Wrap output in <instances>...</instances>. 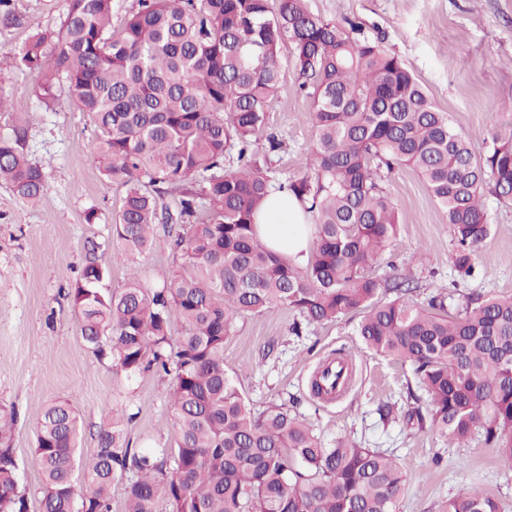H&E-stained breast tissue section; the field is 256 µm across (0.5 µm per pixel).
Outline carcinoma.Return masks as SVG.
I'll return each instance as SVG.
<instances>
[{
	"label": "carcinoma",
	"mask_w": 512,
	"mask_h": 512,
	"mask_svg": "<svg viewBox=\"0 0 512 512\" xmlns=\"http://www.w3.org/2000/svg\"><path fill=\"white\" fill-rule=\"evenodd\" d=\"M121 32L110 31L112 0H69L59 32L34 34L17 52L37 71V95L72 102L104 136L95 150L105 175L123 180L113 259L150 249L155 226L171 236L176 267L159 288L134 275L119 292L102 288L105 266L85 265L72 290L84 339L129 376L171 377L177 447L133 450L123 419L99 433L86 461L79 418L65 402L46 408L34 453L42 512H111L112 483H125V512H398L407 478L386 453L355 442L323 446L284 403L255 410L224 368L237 323L283 307L299 336L316 324L361 314L365 349L409 366L426 408L406 425L458 446L473 435L512 461V296L438 292L420 303L397 276L372 268L398 242V211L383 173L406 166L444 210L456 272L474 273L473 254L491 230L490 191L512 203V128L482 152L452 125L400 59L362 27L313 13L306 0H138ZM309 100L315 137L309 171L279 181L250 151L268 99L287 69ZM21 123L0 134V180L27 201L43 185L24 153ZM179 190L175 212L156 194ZM305 205L313 248L298 266L270 250L254 215L271 190ZM182 335L171 336L172 320ZM0 409V512H28ZM447 512H501L493 496L465 489Z\"/></svg>",
	"instance_id": "obj_1"
}]
</instances>
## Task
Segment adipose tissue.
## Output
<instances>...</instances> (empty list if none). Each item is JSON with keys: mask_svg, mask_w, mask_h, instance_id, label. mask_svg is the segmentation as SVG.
Here are the masks:
<instances>
[{"mask_svg": "<svg viewBox=\"0 0 512 512\" xmlns=\"http://www.w3.org/2000/svg\"><path fill=\"white\" fill-rule=\"evenodd\" d=\"M258 235L274 252L305 264L310 255V235L302 204L282 192H272L266 206L254 217Z\"/></svg>", "mask_w": 512, "mask_h": 512, "instance_id": "obj_1", "label": "adipose tissue"}]
</instances>
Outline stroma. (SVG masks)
Instances as JSON below:
<instances>
[{
    "mask_svg": "<svg viewBox=\"0 0 512 512\" xmlns=\"http://www.w3.org/2000/svg\"><path fill=\"white\" fill-rule=\"evenodd\" d=\"M316 15L339 24L355 22L414 74L437 107L481 150L484 138L512 125V0H308ZM67 0H10L0 11V97L27 114L25 152L43 168L39 197L25 201L0 181V406L15 409L11 448L18 465L17 492L28 512H40L41 476L34 455L45 408L70 403L79 416L82 453L91 455L114 412L126 424L132 448H172L177 441L168 403L171 379L152 371L130 377L84 340L70 292L89 262L107 266L104 286L125 288L128 267L112 260V226L124 187L107 179L93 145L101 135L91 116L58 89L53 102L36 92L39 73L21 70L14 55L39 31L59 30ZM281 147L269 151V138ZM314 138L308 100L294 73H287L266 109L254 148L278 179L305 173ZM383 186L397 207L401 244L376 264L377 276L409 278L418 301L440 288L460 293L512 296V204L486 194L490 235L476 249V274L458 281L454 243L442 209L408 167L386 173ZM165 225L137 258L141 282L159 287L175 265ZM295 316L285 308L239 321L224 344V366L258 410L287 404L313 425L325 445L348 439L380 449L407 475L400 512H445L466 486L496 497L512 512V464L480 438L451 447L402 419L382 421L386 403L414 407L407 396L412 376L400 362L361 348L358 315L290 331ZM353 358L354 382L325 402L311 390L321 361L336 352Z\"/></svg>",
    "mask_w": 512,
    "mask_h": 512,
    "instance_id": "1",
    "label": "stroma"
}]
</instances>
